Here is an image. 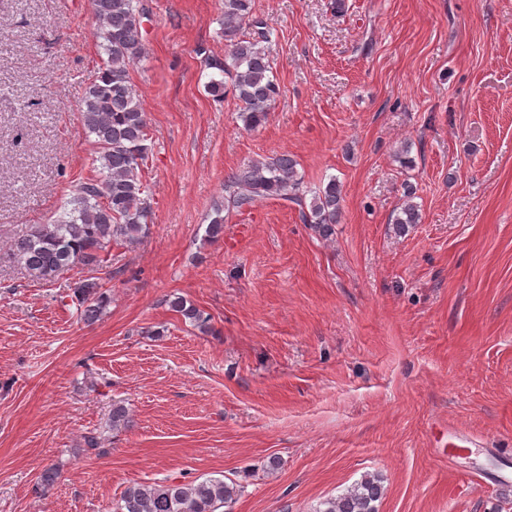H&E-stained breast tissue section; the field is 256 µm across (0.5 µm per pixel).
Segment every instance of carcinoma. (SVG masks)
I'll return each instance as SVG.
<instances>
[{
	"instance_id": "1",
	"label": "carcinoma",
	"mask_w": 512,
	"mask_h": 512,
	"mask_svg": "<svg viewBox=\"0 0 512 512\" xmlns=\"http://www.w3.org/2000/svg\"><path fill=\"white\" fill-rule=\"evenodd\" d=\"M91 8L107 59L85 91L81 118L99 149V177L76 186L72 208L10 244L13 262L33 282L49 281L81 266H99L112 245L136 244L150 232L151 205L142 176L149 151L148 125L130 78V68L144 52L143 23L149 9L144 0H91ZM222 25L224 56L197 49L212 72L205 88L217 100L232 94L245 126L255 129L266 122L279 94L271 57L274 30L254 14L252 0H224ZM405 197L393 222L400 236L421 219L415 190L407 188ZM270 200L293 206L320 236L333 235L341 200L336 179L306 190L296 161L280 154L255 160L227 176L224 203L214 209L205 236L217 239L224 233V213L261 208ZM74 296L88 323L96 322L111 303L110 293L92 276L75 282ZM167 304L200 331H208L209 316L184 297L170 298ZM130 423L127 408L113 405L112 429H125ZM383 495L381 479L366 476L343 494L322 501L316 512H378L376 503ZM236 496L237 487L222 477L134 482L120 496L117 512H221Z\"/></svg>"
}]
</instances>
